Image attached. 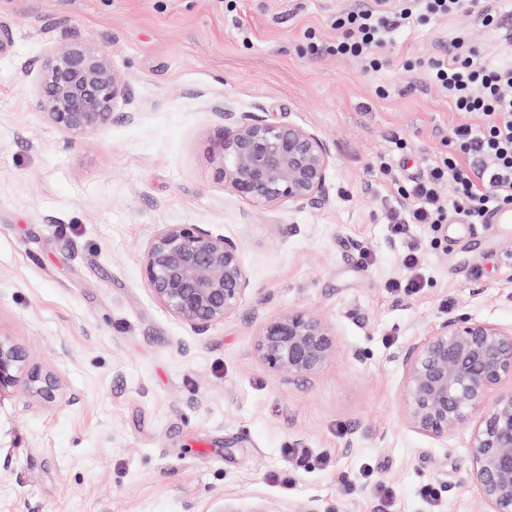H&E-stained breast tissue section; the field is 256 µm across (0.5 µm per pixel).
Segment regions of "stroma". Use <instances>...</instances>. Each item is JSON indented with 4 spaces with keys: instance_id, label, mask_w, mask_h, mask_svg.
<instances>
[{
    "instance_id": "stroma-1",
    "label": "stroma",
    "mask_w": 512,
    "mask_h": 512,
    "mask_svg": "<svg viewBox=\"0 0 512 512\" xmlns=\"http://www.w3.org/2000/svg\"><path fill=\"white\" fill-rule=\"evenodd\" d=\"M376 3L0 0V336L27 354L0 390V512H479L467 431L406 425L402 358L451 315L512 327V235L391 216L453 129L485 121L455 111L423 62L464 31L485 62L512 65V8L485 0L489 26L472 12L404 24L377 71L309 52L307 35L331 44L337 15ZM63 39L99 44L128 76L111 123L83 137L39 105ZM225 112L326 141L328 203L261 212L225 190L212 164ZM168 224L242 247L250 295L201 336L142 276ZM291 309L338 338L333 361L293 381L254 352L260 322ZM35 367L60 374L54 403L33 398Z\"/></svg>"
}]
</instances>
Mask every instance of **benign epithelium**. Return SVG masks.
<instances>
[{
    "instance_id": "1",
    "label": "benign epithelium",
    "mask_w": 512,
    "mask_h": 512,
    "mask_svg": "<svg viewBox=\"0 0 512 512\" xmlns=\"http://www.w3.org/2000/svg\"><path fill=\"white\" fill-rule=\"evenodd\" d=\"M127 81L111 54L93 42L51 47L39 78L40 107L56 126L92 133L112 119ZM224 135L213 160L224 189L258 210L317 208L328 201L331 154L308 129L255 112H221ZM240 244L202 224H167L146 247L142 274L154 298L193 334L235 313L251 282ZM336 328L310 310H289L261 323L254 340L271 371L304 378L336 355ZM23 350L0 337V389L15 381ZM406 423L443 440L468 430L469 478L485 512H512V329L463 316L439 321L403 357ZM34 396L56 401L62 381L33 370Z\"/></svg>"
}]
</instances>
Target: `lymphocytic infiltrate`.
Here are the masks:
<instances>
[{
  "label": "lymphocytic infiltrate",
  "instance_id": "obj_1",
  "mask_svg": "<svg viewBox=\"0 0 512 512\" xmlns=\"http://www.w3.org/2000/svg\"><path fill=\"white\" fill-rule=\"evenodd\" d=\"M476 5L477 0H402L397 19L425 23ZM392 22L373 8L340 16L335 21L340 34L329 51L379 70L383 61L374 50L389 40ZM457 46V54L427 61L424 68L456 111L479 112L486 121L454 128L448 156L411 185L409 207L399 216L404 224L435 227L454 219L481 224L489 210L512 204V67L485 64L467 40Z\"/></svg>",
  "mask_w": 512,
  "mask_h": 512
}]
</instances>
